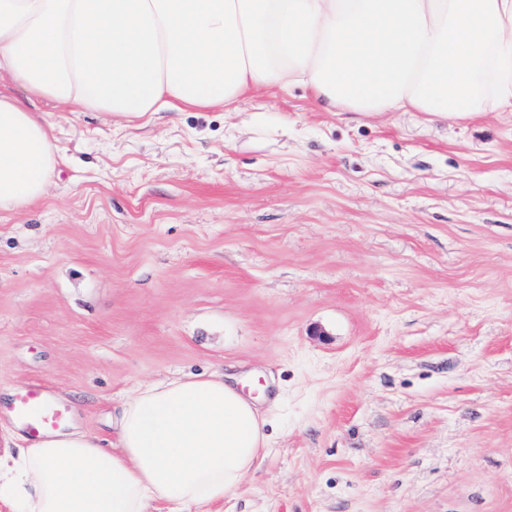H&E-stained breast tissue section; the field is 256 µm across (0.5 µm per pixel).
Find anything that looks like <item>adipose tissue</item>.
<instances>
[{"label": "adipose tissue", "instance_id": "obj_1", "mask_svg": "<svg viewBox=\"0 0 512 512\" xmlns=\"http://www.w3.org/2000/svg\"><path fill=\"white\" fill-rule=\"evenodd\" d=\"M0 209L42 199L60 159L29 97L135 126L307 85L331 112H512V0H0ZM268 419L222 373L140 386L118 445L74 425L0 435L10 512H213L265 453Z\"/></svg>", "mask_w": 512, "mask_h": 512}]
</instances>
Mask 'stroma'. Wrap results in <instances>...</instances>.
Wrapping results in <instances>:
<instances>
[{"mask_svg":"<svg viewBox=\"0 0 512 512\" xmlns=\"http://www.w3.org/2000/svg\"><path fill=\"white\" fill-rule=\"evenodd\" d=\"M36 112L61 159L0 209V393L112 443L140 384L254 374L267 451L219 512H512V112Z\"/></svg>","mask_w":512,"mask_h":512,"instance_id":"35a3bbf8","label":"stroma"}]
</instances>
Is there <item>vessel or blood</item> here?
Here are the masks:
<instances>
[{"label": "vessel or blood", "mask_w": 512, "mask_h": 512, "mask_svg": "<svg viewBox=\"0 0 512 512\" xmlns=\"http://www.w3.org/2000/svg\"><path fill=\"white\" fill-rule=\"evenodd\" d=\"M9 411L14 424L33 439L63 426L71 416L69 408L49 398L47 390L38 383L23 386L15 394Z\"/></svg>", "instance_id": "vessel-or-blood-1"}]
</instances>
